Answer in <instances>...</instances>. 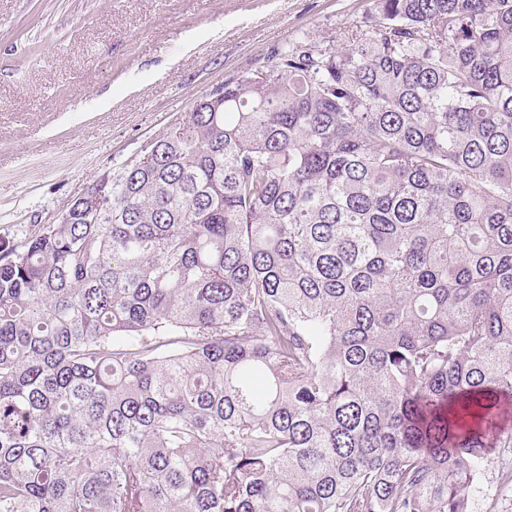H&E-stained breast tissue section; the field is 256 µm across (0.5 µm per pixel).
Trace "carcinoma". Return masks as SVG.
Segmentation results:
<instances>
[{"instance_id":"carcinoma-1","label":"carcinoma","mask_w":512,"mask_h":512,"mask_svg":"<svg viewBox=\"0 0 512 512\" xmlns=\"http://www.w3.org/2000/svg\"><path fill=\"white\" fill-rule=\"evenodd\" d=\"M0 256V512H471L512 448V0H375Z\"/></svg>"}]
</instances>
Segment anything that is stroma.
Returning <instances> with one entry per match:
<instances>
[{
	"instance_id": "1",
	"label": "stroma",
	"mask_w": 512,
	"mask_h": 512,
	"mask_svg": "<svg viewBox=\"0 0 512 512\" xmlns=\"http://www.w3.org/2000/svg\"><path fill=\"white\" fill-rule=\"evenodd\" d=\"M374 0H0V255L224 81L302 38L365 26ZM494 450L471 512H512Z\"/></svg>"
}]
</instances>
